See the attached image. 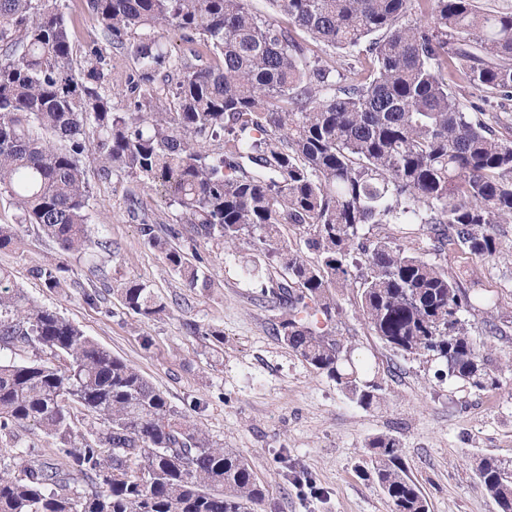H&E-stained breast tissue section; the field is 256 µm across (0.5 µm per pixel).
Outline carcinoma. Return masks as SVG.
Segmentation results:
<instances>
[{"label":"carcinoma","mask_w":512,"mask_h":512,"mask_svg":"<svg viewBox=\"0 0 512 512\" xmlns=\"http://www.w3.org/2000/svg\"><path fill=\"white\" fill-rule=\"evenodd\" d=\"M62 0H0V198L16 211L0 249L36 226L65 254L86 255L90 176L130 180L167 200L168 234L140 231L193 289L215 281L172 240H214L269 279L276 333L362 409L383 401L335 336L333 288H351L375 336L404 356L440 360L445 377L481 391L500 381L473 339L472 297L447 267L393 244L358 241L364 224H421L439 250L483 260L512 222V141L472 121L448 91V70L472 89L512 100V11L478 0H269L281 26L249 0H87L102 32L77 48ZM419 13L421 19L409 21ZM191 46L173 53L158 34ZM347 55L344 71L308 56L306 39ZM135 70L112 108V49ZM94 155L96 167L85 159ZM316 255L288 245L285 225ZM69 267L31 269L46 288L73 286ZM0 270V433L31 425L67 459L12 448L0 464V512H258L267 490L239 452L173 409L127 360ZM123 305L155 320L166 304L136 280ZM29 350L32 357L16 359ZM369 478L388 512H429L399 440L366 441ZM479 482L512 512V462L484 457ZM80 475L88 491L74 486Z\"/></svg>","instance_id":"cac0c4a2"}]
</instances>
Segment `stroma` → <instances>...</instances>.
Segmentation results:
<instances>
[{"instance_id":"35a3bbf8","label":"stroma","mask_w":512,"mask_h":512,"mask_svg":"<svg viewBox=\"0 0 512 512\" xmlns=\"http://www.w3.org/2000/svg\"><path fill=\"white\" fill-rule=\"evenodd\" d=\"M92 186L90 234L110 243L97 257L110 289L103 303L91 306L82 298L84 288L99 282L92 265L62 254L36 227L21 228L19 247L0 250V268L36 304L130 362L213 440L239 451L267 489L260 512H388L377 486L364 477L365 443L381 433L399 440L429 512H496L477 465L486 455L512 461V223L502 225V250L490 261L453 248L438 254L416 224L362 226L361 235L387 236L428 260L445 261L476 298L467 315L471 333L501 381L500 388L477 391L436 378L439 361L390 350L369 330L355 292L338 289V333L354 346L364 378L383 387L381 407L366 411L277 335L276 310L259 301L268 278L246 277L242 258L216 242L183 239L182 250L200 253L204 271L217 282L209 292L188 288L129 216L126 178ZM51 258L70 267L73 287L52 293L30 276V267ZM132 279L167 304L166 315L148 321L124 307L114 289ZM190 322L222 329L223 342L190 332Z\"/></svg>"}]
</instances>
